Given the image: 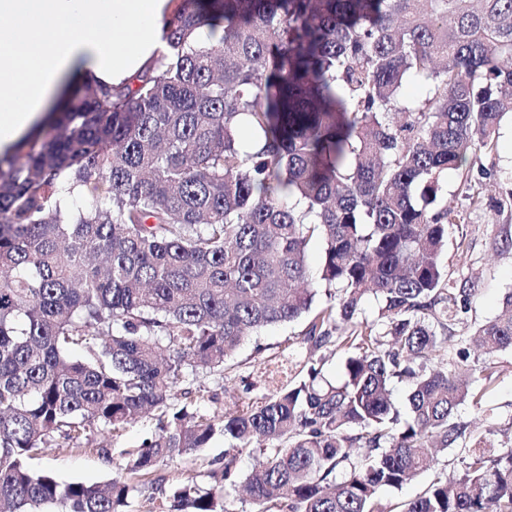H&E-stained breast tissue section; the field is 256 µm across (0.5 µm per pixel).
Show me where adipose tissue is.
Returning <instances> with one entry per match:
<instances>
[{"label": "adipose tissue", "mask_w": 512, "mask_h": 512, "mask_svg": "<svg viewBox=\"0 0 512 512\" xmlns=\"http://www.w3.org/2000/svg\"><path fill=\"white\" fill-rule=\"evenodd\" d=\"M171 0H0V154L66 83L129 81L162 53Z\"/></svg>", "instance_id": "1"}]
</instances>
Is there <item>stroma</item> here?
Returning <instances> with one entry per match:
<instances>
[{"label":"stroma","mask_w":512,"mask_h":512,"mask_svg":"<svg viewBox=\"0 0 512 512\" xmlns=\"http://www.w3.org/2000/svg\"><path fill=\"white\" fill-rule=\"evenodd\" d=\"M480 166L490 170L479 193L482 205L470 206L468 218L461 227L448 231V247L443 263L452 280H475L479 291L467 312L452 325L453 335L459 336L458 345L448 348L449 355L458 349H468L476 371L477 384H488L489 391L481 407L462 404L456 410L458 420L470 424L476 437L484 441L492 454L512 448V349L485 356L473 349L469 336L475 325L497 316L504 295L512 290V246L504 238L512 235V213H495L488 203L512 192V116H505L495 149L481 155ZM306 328L305 321L271 326L259 334L247 337L241 343L228 377L198 376V384L216 393L217 410H233L243 395L244 382L254 383V396L267 394L268 388L260 382L264 361L273 358L290 343H299ZM152 417H143L129 423L121 435L97 429L90 442L77 447L55 446L28 459V467L35 472H48L57 479L87 484L105 482L119 475L126 464L125 449L136 447L142 437L154 430ZM228 443L216 437L200 452L196 460L162 467L166 489L194 481L204 485L212 461H223Z\"/></svg>","instance_id":"1"}]
</instances>
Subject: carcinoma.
Returning a JSON list of instances; mask_svg holds the SVG:
<instances>
[{"instance_id":"1","label":"carcinoma","mask_w":512,"mask_h":512,"mask_svg":"<svg viewBox=\"0 0 512 512\" xmlns=\"http://www.w3.org/2000/svg\"><path fill=\"white\" fill-rule=\"evenodd\" d=\"M164 40L127 84L68 86L0 156V512H126L217 435L234 442L224 467L165 512H228L224 481L255 444L257 512H386L382 490L467 440L464 472L403 512H512V450L487 454L455 419L489 385L466 351L448 360L478 288L441 264L467 220L441 182L512 112V0H179ZM415 77L429 94L409 105ZM371 296L376 323L359 318ZM302 317L307 354L265 371L272 393L189 411L215 396L186 369L222 376L247 336ZM473 340L512 348V291ZM395 378L412 382L405 419ZM151 411L124 476L27 466Z\"/></svg>"}]
</instances>
